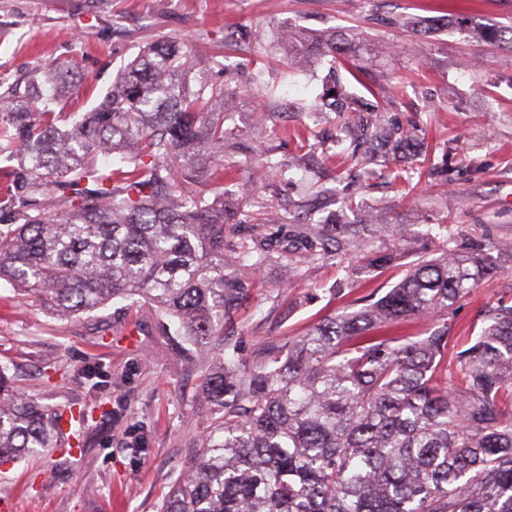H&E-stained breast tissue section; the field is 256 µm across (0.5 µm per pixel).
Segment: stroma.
<instances>
[{
	"label": "stroma",
	"mask_w": 512,
	"mask_h": 512,
	"mask_svg": "<svg viewBox=\"0 0 512 512\" xmlns=\"http://www.w3.org/2000/svg\"><path fill=\"white\" fill-rule=\"evenodd\" d=\"M408 17L425 20L435 34L402 28ZM476 23L508 29L512 0H0V77L12 82L37 66L71 62L83 78L71 109L86 112L146 42L191 41L195 86L225 81L213 45L236 40L237 60L253 61L267 86L253 93L245 73L228 83L236 108L225 113L224 126L242 148L236 171L224 177V199L251 214L260 198L292 208L301 186L318 179L316 169L303 168L265 180L252 151L290 161L295 127L305 128L318 159L336 151L335 113L298 108L314 104L326 68L287 70L282 58L266 54L264 34L336 28L371 46L386 42L390 53L346 84L379 101L428 153L405 159L407 188L388 182L380 166L360 169L357 200L375 223L415 225L416 249L430 252L441 245L443 224L463 225L478 238L512 239V49L474 42L468 30ZM348 276L333 265L299 273L284 263L268 266L224 333L248 356L358 297L384 295L400 279L393 267L335 293ZM277 289L288 314L272 306L269 294ZM502 298H512V270L483 281L450 310L453 344L464 345L481 328L484 305ZM180 343L161 335L151 305L111 302L61 318L1 281L0 366L11 390L61 412L78 406L85 417L65 432L73 454L39 448L0 465V512H157L209 424L200 395L206 366L183 362Z\"/></svg>",
	"instance_id": "obj_1"
}]
</instances>
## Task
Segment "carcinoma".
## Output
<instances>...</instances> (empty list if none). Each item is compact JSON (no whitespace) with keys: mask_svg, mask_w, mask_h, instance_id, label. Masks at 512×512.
<instances>
[{"mask_svg":"<svg viewBox=\"0 0 512 512\" xmlns=\"http://www.w3.org/2000/svg\"><path fill=\"white\" fill-rule=\"evenodd\" d=\"M289 65L328 61L334 82L314 108L342 116L367 163L420 153L379 106L358 101L339 69L361 72L364 47L345 32L277 29ZM166 39L119 68L88 112L68 62L0 81V280L58 316L121 298L155 304L162 334L183 336L220 363L204 377L213 405L201 452L159 512H512V300L485 306L483 326L449 352L448 312L512 263V241L443 226L438 253L414 252L408 224L328 223L262 207L250 224L225 208L224 129L234 96L202 82ZM320 192L340 211L339 190ZM348 263L360 278L392 265L402 278L377 300L344 309L247 358L224 336L264 267ZM430 320L424 330L382 329ZM460 377L450 384L448 359ZM63 415L11 395L0 401V463L61 445Z\"/></svg>","mask_w":512,"mask_h":512,"instance_id":"1","label":"carcinoma"}]
</instances>
